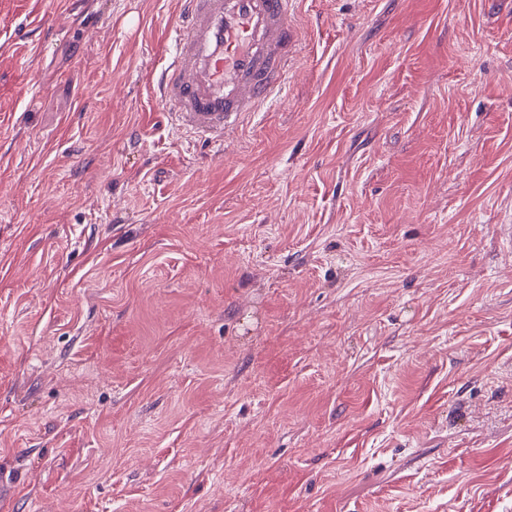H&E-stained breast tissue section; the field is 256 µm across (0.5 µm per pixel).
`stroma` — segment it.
I'll list each match as a JSON object with an SVG mask.
<instances>
[{
  "mask_svg": "<svg viewBox=\"0 0 512 512\" xmlns=\"http://www.w3.org/2000/svg\"><path fill=\"white\" fill-rule=\"evenodd\" d=\"M175 0H0V512H512V0H300L217 151Z\"/></svg>",
  "mask_w": 512,
  "mask_h": 512,
  "instance_id": "35a3bbf8",
  "label": "stroma"
}]
</instances>
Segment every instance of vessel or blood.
<instances>
[{"label": "vessel or blood", "instance_id": "b4317fda", "mask_svg": "<svg viewBox=\"0 0 512 512\" xmlns=\"http://www.w3.org/2000/svg\"><path fill=\"white\" fill-rule=\"evenodd\" d=\"M298 0H177L168 61L155 77L177 131L223 147L279 93L301 39Z\"/></svg>", "mask_w": 512, "mask_h": 512}]
</instances>
